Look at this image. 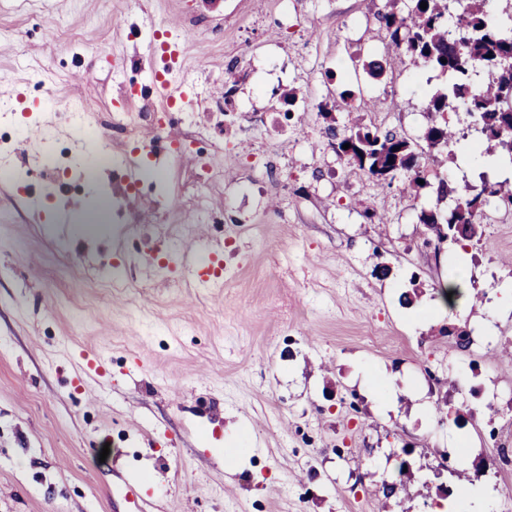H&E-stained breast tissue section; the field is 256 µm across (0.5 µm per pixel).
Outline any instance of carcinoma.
<instances>
[{"mask_svg":"<svg viewBox=\"0 0 512 512\" xmlns=\"http://www.w3.org/2000/svg\"><path fill=\"white\" fill-rule=\"evenodd\" d=\"M427 8H420L421 2ZM398 0H390L391 9L379 16L390 42L400 54L382 62H369L363 69L372 77H380L404 58L414 67L430 68L447 77L444 89L431 95L426 112L444 115L461 106L481 127L485 139L512 156V67L502 64L512 58V26L491 20L485 10L486 0H469L465 12L448 20V0H412L407 13L395 11ZM328 138L338 149L350 144L347 164L364 171L376 186L391 185L401 175L404 190L413 196L437 181L436 207L421 211L420 223L437 233V226L451 232L453 240L472 241L478 235L475 226L486 218L491 199L512 206V187L508 181L484 182L459 189L447 176L429 169L432 153L441 152L459 140L449 123L431 122L420 150L413 142L392 131L370 129L360 124L339 133L329 125ZM423 183H418V180Z\"/></svg>","mask_w":512,"mask_h":512,"instance_id":"1","label":"carcinoma"}]
</instances>
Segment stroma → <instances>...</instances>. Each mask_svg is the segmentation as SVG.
<instances>
[{"mask_svg": "<svg viewBox=\"0 0 512 512\" xmlns=\"http://www.w3.org/2000/svg\"><path fill=\"white\" fill-rule=\"evenodd\" d=\"M37 2L18 15L0 0V26L13 30L0 38V102H11L16 129L0 145V213L10 216L0 223V512H433L459 487L436 453L462 437L473 482L499 503L504 479L477 431L503 414L485 394H461L462 352L448 329L492 325L477 381L512 386V311L494 307L512 279V208L491 207L464 250L475 303L443 305L451 244L419 222L433 188L373 190L325 134L359 122L423 135L426 98L445 77L407 66L374 78L361 66L387 53L378 16L388 0ZM174 17L183 21L171 35L183 47L174 77L220 141L211 176L185 192L192 165L146 157L185 231L163 235L152 197L131 194L123 234H84L75 214L120 179L75 129L52 123L26 72L59 92L77 87L103 114L152 111L158 99L126 97L121 83L132 64L147 65L155 32ZM232 66L242 80L227 132L217 103ZM79 69L89 75L77 84ZM345 90L351 100H340ZM57 144L96 170L83 192L42 169ZM372 208L384 221L365 218ZM218 214L239 221V235L211 223ZM184 254L196 281L175 266L156 273ZM115 267L126 287H113ZM85 351L105 360V375L80 376ZM361 363L410 381L397 410L377 412L358 395ZM404 460L425 481L384 498ZM129 485L137 497H126Z\"/></svg>", "mask_w": 512, "mask_h": 512, "instance_id": "stroma-1", "label": "stroma"}]
</instances>
